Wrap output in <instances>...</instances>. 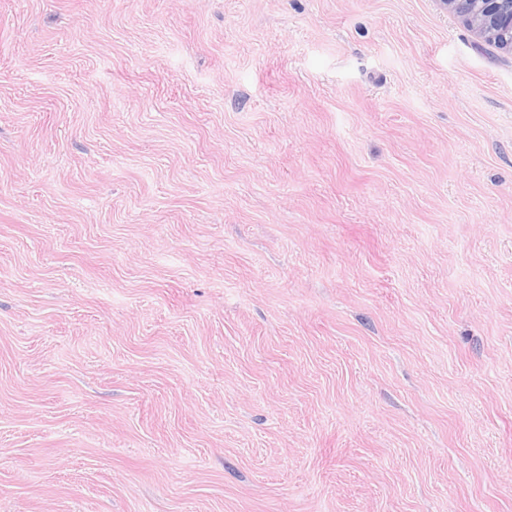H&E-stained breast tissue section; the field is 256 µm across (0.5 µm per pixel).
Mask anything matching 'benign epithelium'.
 <instances>
[{
    "mask_svg": "<svg viewBox=\"0 0 512 512\" xmlns=\"http://www.w3.org/2000/svg\"><path fill=\"white\" fill-rule=\"evenodd\" d=\"M477 36L512 51V0H439Z\"/></svg>",
    "mask_w": 512,
    "mask_h": 512,
    "instance_id": "obj_1",
    "label": "benign epithelium"
}]
</instances>
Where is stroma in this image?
Instances as JSON below:
<instances>
[{"instance_id": "obj_1", "label": "stroma", "mask_w": 512, "mask_h": 512, "mask_svg": "<svg viewBox=\"0 0 512 512\" xmlns=\"http://www.w3.org/2000/svg\"><path fill=\"white\" fill-rule=\"evenodd\" d=\"M0 512H512V52L0 0Z\"/></svg>"}]
</instances>
